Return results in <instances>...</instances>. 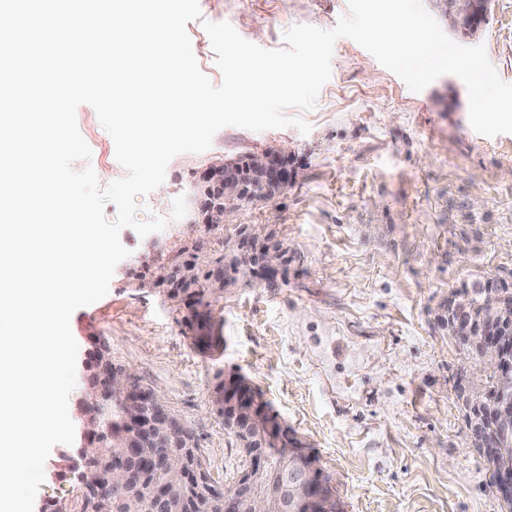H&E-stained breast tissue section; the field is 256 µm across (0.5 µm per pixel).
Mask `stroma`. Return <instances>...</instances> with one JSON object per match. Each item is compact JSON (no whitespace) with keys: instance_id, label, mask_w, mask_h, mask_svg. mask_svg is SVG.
<instances>
[{"instance_id":"35a3bbf8","label":"stroma","mask_w":512,"mask_h":512,"mask_svg":"<svg viewBox=\"0 0 512 512\" xmlns=\"http://www.w3.org/2000/svg\"><path fill=\"white\" fill-rule=\"evenodd\" d=\"M199 7L187 31L200 69L218 86L204 22L230 23L275 50L293 25L333 28L348 0H199ZM475 41L512 83V0H492ZM286 115L303 117L310 132L222 128L208 150L174 157L163 184L139 198V219L165 216L212 159L271 144L294 153V183L243 206L230 224L210 231L179 220L145 237L122 229L130 257L107 294L71 317L79 346L72 421L80 419L98 336L116 366L194 433L217 485L247 466L215 402L216 386L241 376L294 432L339 512H503L459 409L463 355L436 317L461 280L512 272V134L472 129L457 76L413 92L345 37L334 44L332 76L315 107ZM76 120L92 156L75 169L91 165L104 185L123 177L94 108L79 106ZM253 226L288 247L285 282H239L207 298L196 320L162 292L132 285L142 253L162 258L198 239L218 250ZM82 471L77 446L56 445L34 512L72 498Z\"/></svg>"}]
</instances>
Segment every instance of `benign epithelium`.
I'll use <instances>...</instances> for the list:
<instances>
[{
	"instance_id": "1",
	"label": "benign epithelium",
	"mask_w": 512,
	"mask_h": 512,
	"mask_svg": "<svg viewBox=\"0 0 512 512\" xmlns=\"http://www.w3.org/2000/svg\"><path fill=\"white\" fill-rule=\"evenodd\" d=\"M435 6L449 19L451 27L463 34H473L482 25L487 14V0H432ZM292 151L284 145L267 146L239 159H225L209 164L198 172L195 184L190 188L186 202L187 221L190 224L220 226L229 221L249 199L266 196L284 189L295 175L291 163ZM256 250L259 265L277 274L288 266V251L268 241ZM141 268L150 270L151 283L165 279L166 271L160 267L157 257L140 258ZM495 315L488 319L474 336L475 328L468 320L471 297L465 293L448 295V301L437 318V323L448 330V335L463 346L480 340V358L491 361L497 371V385L490 402L484 404L474 399L478 393L479 369L473 361L460 365L462 387L458 391L461 403L467 407V434L472 446L477 449L494 448L500 459L494 481L499 499L512 501V318L506 310L512 307V294L501 289L487 297ZM113 393L129 407L130 424L135 433H153L165 429L175 433V424L169 411L157 394L141 393L134 376L125 370L112 371ZM88 401L94 405V418H83L82 446L80 453L86 472L98 469L97 453L93 443L102 430H107L112 421V400L97 393ZM240 407L232 415L224 416V425L248 428L256 422V407ZM250 457L249 468L235 482L224 487V512H242V507L260 498L257 491L266 482H273L267 512H297V507L308 505V512H337L323 494L308 496L316 487L313 471L304 456L294 448L286 451L288 465L270 474L265 468L264 452L256 448L246 449ZM167 469L172 471L171 483H163L156 489L161 499L174 494L177 477L181 475L183 460L169 458ZM126 473V457L122 452L112 455L106 470L85 482L86 497L96 500L101 495L102 483L114 484Z\"/></svg>"
}]
</instances>
